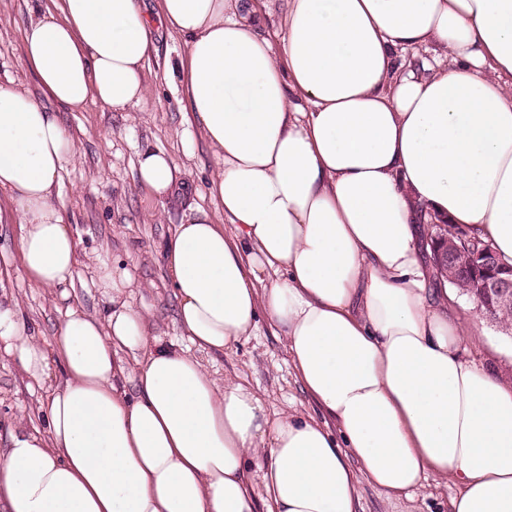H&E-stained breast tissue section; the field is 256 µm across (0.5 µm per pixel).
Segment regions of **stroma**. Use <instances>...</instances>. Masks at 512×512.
<instances>
[{"label": "stroma", "mask_w": 512, "mask_h": 512, "mask_svg": "<svg viewBox=\"0 0 512 512\" xmlns=\"http://www.w3.org/2000/svg\"><path fill=\"white\" fill-rule=\"evenodd\" d=\"M29 21L25 0H0V80L13 79L28 89L36 84L23 67V30ZM186 51L182 38L156 36L145 62L148 98L130 112H113L98 102L85 111L66 112L62 118L75 138L76 158L65 170L57 191L78 242L82 266L67 290L35 288L25 279L19 262L18 227L0 224V293L17 299L23 317L49 347L68 306L92 315L104 313L107 300L95 288L94 267L107 257L132 270L135 285L128 297L134 308H147L152 335L186 347L176 318V299L164 267L162 250L175 225L184 223L196 206L210 205L211 177L220 165L200 137H187L192 116L183 110L179 81L166 79L169 63ZM145 146L169 152L181 170L183 191L164 206L137 178V153ZM456 310L469 331L466 355L512 379V333L481 318L472 298L457 294ZM217 378L251 385L265 398L270 412L318 415L315 403L302 391L284 349V341L268 324L229 351L201 353ZM46 391L32 383L7 358H0V448L15 425L45 426L41 402ZM358 512H448L455 484L429 482L412 496H388L367 480L358 483Z\"/></svg>", "instance_id": "obj_1"}]
</instances>
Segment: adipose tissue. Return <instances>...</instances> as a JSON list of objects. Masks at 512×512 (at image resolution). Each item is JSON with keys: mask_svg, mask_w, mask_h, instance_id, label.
Returning <instances> with one entry per match:
<instances>
[{"mask_svg": "<svg viewBox=\"0 0 512 512\" xmlns=\"http://www.w3.org/2000/svg\"><path fill=\"white\" fill-rule=\"evenodd\" d=\"M27 5L38 90L0 81V223L32 285L80 264L54 195L74 139L46 104L142 106L157 31L186 40L182 101L222 165L214 210L163 250L189 348L151 336L104 258L109 308L68 307L52 351L0 303V355L40 385L64 374L44 430L0 448V512H357L360 474L388 495L449 479L450 512H512V382L461 357L419 224L474 228L512 263V0H285L270 35L267 0ZM137 175L176 199L166 151L141 149ZM263 318L324 420L270 415L199 360Z\"/></svg>", "mask_w": 512, "mask_h": 512, "instance_id": "1", "label": "adipose tissue"}]
</instances>
